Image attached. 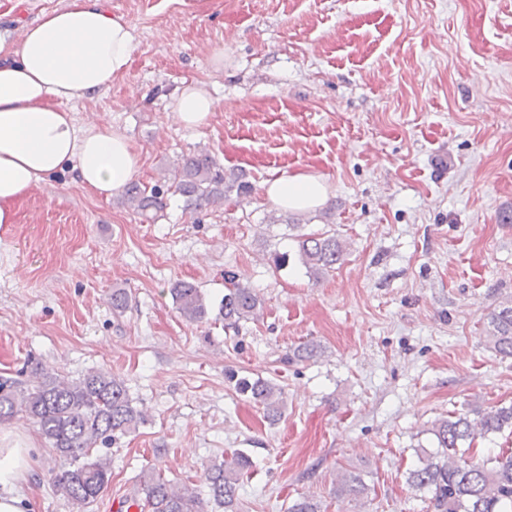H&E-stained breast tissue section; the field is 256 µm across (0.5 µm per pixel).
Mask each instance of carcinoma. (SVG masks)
<instances>
[{
    "label": "carcinoma",
    "instance_id": "cac0c4a2",
    "mask_svg": "<svg viewBox=\"0 0 512 512\" xmlns=\"http://www.w3.org/2000/svg\"><path fill=\"white\" fill-rule=\"evenodd\" d=\"M184 198L185 209L197 211L224 205L233 190L244 192L248 185L224 178V168L207 153L186 156L164 170L149 187L131 182L123 202L137 214L152 220L166 207L163 187ZM344 243L327 232L303 235L299 255L308 273L318 278L335 270L344 255ZM226 291L219 308L224 328L238 329L240 322L257 320L264 302L259 293L242 285L236 273L224 272ZM170 294L181 317L198 322L208 315L200 289L178 281ZM487 341L496 353L512 358V297L499 303L489 317ZM236 389L248 396L270 422H276L284 407L282 388L257 374L235 378ZM23 419L32 424L55 456L65 464L57 480L60 493L72 505V512H90L112 477L111 458L102 448L136 429L144 413L133 406L124 380L103 372L90 371L77 379L37 374L25 387L0 376V424ZM512 429V404L488 412L474 410L436 421L431 433L437 449L421 450L418 464L409 471L408 483L418 492L432 494L434 512H512V451H500L482 458L470 456L476 437ZM252 461L241 450L224 453V459L204 466L205 489L195 484H175L153 472L141 476L132 496L140 512H240L237 486ZM368 487L360 474L341 476L339 497L360 501ZM287 512H322L319 502L303 496Z\"/></svg>",
    "mask_w": 512,
    "mask_h": 512
}]
</instances>
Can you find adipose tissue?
Instances as JSON below:
<instances>
[{"label":"adipose tissue","instance_id":"obj_1","mask_svg":"<svg viewBox=\"0 0 512 512\" xmlns=\"http://www.w3.org/2000/svg\"><path fill=\"white\" fill-rule=\"evenodd\" d=\"M134 44L129 24L104 0H68L44 11L20 40L0 34V225L17 221L31 191L63 171L110 196L138 173L140 155L123 133L90 125L78 128L66 103L107 89L129 68ZM216 102L197 83L175 100L178 122L208 123ZM323 176L298 173L264 185L274 206L297 212L320 208L328 198ZM33 470L26 444L0 448V512H24L18 493Z\"/></svg>","mask_w":512,"mask_h":512}]
</instances>
